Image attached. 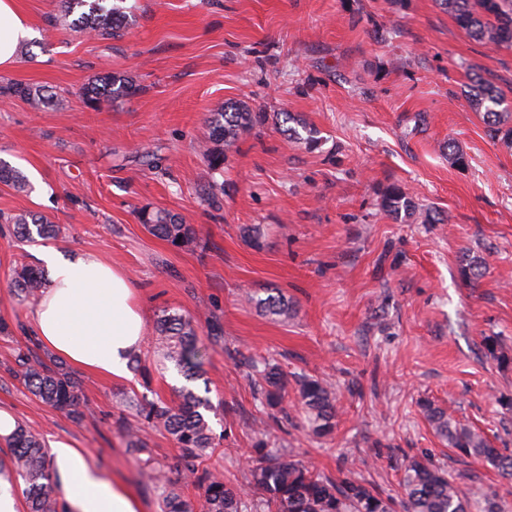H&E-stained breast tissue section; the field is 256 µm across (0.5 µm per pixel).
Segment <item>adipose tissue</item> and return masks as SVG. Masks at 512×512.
Returning <instances> with one entry per match:
<instances>
[{
    "instance_id": "ef3b65f1",
    "label": "adipose tissue",
    "mask_w": 512,
    "mask_h": 512,
    "mask_svg": "<svg viewBox=\"0 0 512 512\" xmlns=\"http://www.w3.org/2000/svg\"><path fill=\"white\" fill-rule=\"evenodd\" d=\"M32 28L16 0H0V71L16 63ZM48 282L29 313L30 330L56 357L114 379L130 377L146 318L127 273L88 253L65 257L53 247L40 255ZM62 492L73 512H138L134 495L102 479L69 443L52 444Z\"/></svg>"
}]
</instances>
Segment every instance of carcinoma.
Masks as SVG:
<instances>
[{"mask_svg":"<svg viewBox=\"0 0 512 512\" xmlns=\"http://www.w3.org/2000/svg\"><path fill=\"white\" fill-rule=\"evenodd\" d=\"M59 19L67 27L101 39L123 35L133 22L127 0H58ZM460 26L474 39L507 49L512 47V0H440ZM471 103L482 113L487 135L512 147V110L504 105L500 91L476 74ZM137 90L132 77L105 72L94 76L83 89L84 102L98 108L131 96ZM1 98H19L34 111L49 103L64 106L65 99L27 84L0 79ZM267 116L247 105H222L210 113L209 141L201 155L213 171L224 168L226 151L251 136L263 125ZM0 184L23 192L28 187L26 176L16 167L0 160ZM383 208L395 219L414 216L431 224L435 216L421 208L405 188L393 185L382 199ZM138 220L152 235L177 248L197 242L194 225L187 224L177 214L166 210L140 208ZM0 222L13 224L18 238L25 242L55 237L58 225L31 212H0ZM47 282L43 271L22 266L15 270L14 285L20 296L37 295ZM247 302L260 311L281 321L288 320L293 308L280 294L266 298L246 296ZM158 353L180 368L184 377L193 381L199 377L201 350L200 329L195 320L178 311L164 310L156 319ZM487 353L503 367L512 365V357L502 344L487 338ZM13 375L42 401L67 413L73 419H85L82 409L81 383L59 359L40 356L33 350L20 353L15 359ZM250 368L259 379L260 403L269 410H282L288 380L279 366L268 359L251 360ZM305 420L317 437L330 435L336 427L337 393L322 380L301 376L296 381ZM179 402L173 406L156 401L130 402V415L118 416L114 426L125 439L127 453L142 462L145 475L161 500L162 512H194V506L183 499L178 489L160 471L150 466L151 453L145 432L162 429L179 449L177 467L204 491L199 512H504L497 496L476 490L464 493L457 478L427 460L408 459L403 464L400 486L404 497L388 495L369 483L351 477L333 480L312 466L283 450L271 451L259 439L247 457L245 486H233L224 474L203 465L204 458L217 447L216 435L208 413L214 411L210 400L189 387L178 391ZM424 412L435 433L458 454L472 457L495 469L505 479L512 480V451L497 448L479 430L453 421L439 407L424 403ZM10 451L11 471L26 484L28 512H52L48 500L54 474L48 460L45 441L18 423L7 437H0Z\"/></svg>","mask_w":512,"mask_h":512,"instance_id":"carcinoma-1","label":"carcinoma"}]
</instances>
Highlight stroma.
I'll use <instances>...</instances> for the list:
<instances>
[{
    "label": "stroma",
    "instance_id": "obj_1",
    "mask_svg": "<svg viewBox=\"0 0 512 512\" xmlns=\"http://www.w3.org/2000/svg\"><path fill=\"white\" fill-rule=\"evenodd\" d=\"M37 31L10 79L66 99L33 111L0 99V158L29 188L0 184V211H31L60 225L53 247L89 252L128 272L147 323L161 310L190 314L200 329L219 321L224 342L207 345L200 378L160 366L152 340L142 370L117 381L75 370L90 417L76 422L33 396L9 372L26 350L29 300L11 286L15 269L40 266V244L16 241L0 223V409L45 442L81 449L100 475L131 491L139 512H159L154 489L113 426L130 395L167 402L189 385L216 409L221 441L207 458L243 483L244 449L260 434L334 478L352 474L397 495L405 459L429 458L461 476L462 489L497 493L512 506V480L457 456L420 408L512 449V148L492 141L470 103L479 73L512 106V49L469 36L437 0H136V21L118 39L50 27L57 0H18ZM132 76L136 95L87 107L82 89L106 70ZM267 115L211 171L200 147L207 118L223 104ZM321 133L313 147L287 137L280 113ZM467 162H452L449 146ZM154 154L158 168L146 156ZM224 186L220 208L202 200ZM409 189L443 221H400L382 206L390 186ZM196 227L176 248L151 235L141 207ZM260 225L252 242L245 227ZM479 258L483 275L462 267ZM279 291L294 315L281 322L242 302ZM332 383L336 427L309 435L296 392L282 412L262 407L250 360ZM149 446L184 499L202 491L175 469L179 450L153 430Z\"/></svg>",
    "mask_w": 512,
    "mask_h": 512
}]
</instances>
